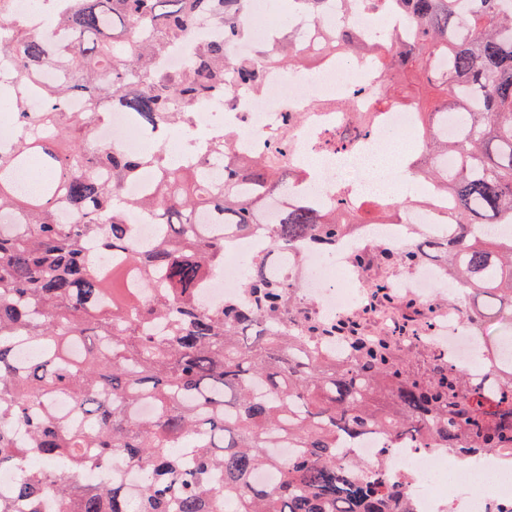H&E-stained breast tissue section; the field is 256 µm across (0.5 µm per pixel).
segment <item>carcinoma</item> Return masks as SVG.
I'll return each mask as SVG.
<instances>
[{"label": "carcinoma", "instance_id": "obj_1", "mask_svg": "<svg viewBox=\"0 0 512 512\" xmlns=\"http://www.w3.org/2000/svg\"><path fill=\"white\" fill-rule=\"evenodd\" d=\"M326 0H279L305 21ZM346 9L386 12L413 29L366 37L346 27L325 41L348 60L363 58L385 86L410 89L409 74L444 94L419 120L422 139L408 159L413 175L449 197L452 237L424 234L412 243L351 253L371 264L417 269L440 265L460 289L458 304L483 341L512 339V0H343ZM0 0V95L19 128L0 150V214L17 219L0 232V470L17 474L14 498L0 512H413L409 493L349 457L342 440L372 430L395 441L476 460L512 445V358L463 368L413 334L409 344L434 350L416 372L392 336L363 332L354 319H325L293 304L298 285L278 268L301 243L336 250L347 216L375 214L376 204L343 187L319 206L297 190L252 254L240 294L216 308L198 300L207 276L224 265L229 234L249 232L280 197L290 168L284 135L265 155L237 156L238 131L221 129L183 163L167 153H128L95 144L93 123L126 112L134 129L163 135L188 129L197 104L230 88L262 89L263 65L303 67L295 37L278 32L250 57L228 58L249 34L250 0H65L57 24L67 40L51 44L10 14ZM207 18L220 38L200 39ZM192 44L180 69L156 64L173 45ZM41 107L28 96L39 76ZM78 98L83 108L68 104ZM361 113L352 129L322 144L348 149L373 128ZM43 153L34 195L17 189L29 150ZM455 157L448 164V156ZM145 167L159 180L144 198L123 187ZM150 212L165 234L131 249V213ZM126 250L141 273L146 299L107 306L97 257ZM58 395L80 420L52 414ZM144 400L155 414L143 419ZM147 464L139 495L76 478L90 460ZM280 474L255 485L252 472Z\"/></svg>", "mask_w": 512, "mask_h": 512}]
</instances>
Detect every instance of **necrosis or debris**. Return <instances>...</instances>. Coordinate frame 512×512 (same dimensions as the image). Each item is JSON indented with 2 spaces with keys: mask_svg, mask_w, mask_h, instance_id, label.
<instances>
[{
  "mask_svg": "<svg viewBox=\"0 0 512 512\" xmlns=\"http://www.w3.org/2000/svg\"><path fill=\"white\" fill-rule=\"evenodd\" d=\"M338 22L366 33L374 27L376 19L365 13L345 11L341 0H334L329 20L300 36L308 54L315 57L313 66L291 72L265 68L264 89L260 95L250 97L244 113L226 111L224 99L217 97L200 103L195 114L196 124L212 130L230 122L238 124L250 156L263 154L275 135L288 129L290 148L283 161L308 172L309 189L324 203L332 201L341 186L356 197H364L373 181V160L393 139L408 142L418 131L416 116L410 108L380 103L383 85L373 70L361 63L346 66L340 57L322 51L325 31ZM357 111L377 112L381 118L356 150L314 149L312 141L319 126L346 130ZM289 115L294 116V124H286ZM129 125L127 113H110L107 121L97 125L96 139L102 144L118 141L123 149L135 153L156 147V140L144 134H128ZM411 192L412 182L404 165L399 164L387 176L378 198L408 201L404 223L432 230L446 222V200L413 205L409 202ZM371 231L368 223L352 225L328 257L312 249L297 248L296 260L282 265L279 273L285 280L298 284L299 296L317 297L318 312H348L362 302L364 291L363 278L348 265L347 255L355 246L366 244ZM269 232V225L258 224L250 235L227 240L224 270L206 282L207 305H218L224 298L239 293L241 276L236 263L242 256L261 249ZM438 319L437 344L446 347L456 361H470L471 332L458 310L440 313ZM350 455L368 464H378L393 482L408 489L415 512H491L495 505L512 503V448L484 456L475 461L470 471L457 473L447 455H432L403 439L388 442L383 432L375 430L354 444Z\"/></svg>",
  "mask_w": 512,
  "mask_h": 512,
  "instance_id": "obj_1",
  "label": "necrosis or debris"
}]
</instances>
